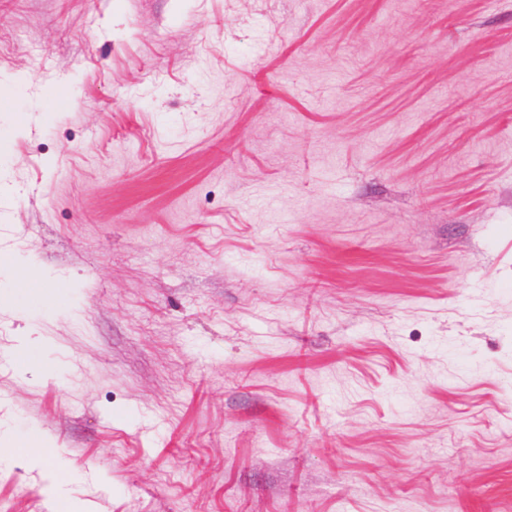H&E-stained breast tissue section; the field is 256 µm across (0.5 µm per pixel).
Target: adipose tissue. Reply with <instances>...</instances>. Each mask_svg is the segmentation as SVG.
I'll return each mask as SVG.
<instances>
[{
  "instance_id": "adipose-tissue-1",
  "label": "adipose tissue",
  "mask_w": 512,
  "mask_h": 512,
  "mask_svg": "<svg viewBox=\"0 0 512 512\" xmlns=\"http://www.w3.org/2000/svg\"><path fill=\"white\" fill-rule=\"evenodd\" d=\"M52 456L50 443L46 439H33L21 445L11 435L0 434V461L10 465L25 461L29 470L46 480L48 502L53 512H94V502L70 495L67 476L61 467L51 465Z\"/></svg>"
}]
</instances>
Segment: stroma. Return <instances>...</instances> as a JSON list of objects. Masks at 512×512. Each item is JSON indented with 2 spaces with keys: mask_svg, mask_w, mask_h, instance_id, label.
Masks as SVG:
<instances>
[{
  "mask_svg": "<svg viewBox=\"0 0 512 512\" xmlns=\"http://www.w3.org/2000/svg\"><path fill=\"white\" fill-rule=\"evenodd\" d=\"M0 184L96 512H512V0H0Z\"/></svg>",
  "mask_w": 512,
  "mask_h": 512,
  "instance_id": "stroma-1",
  "label": "stroma"
}]
</instances>
